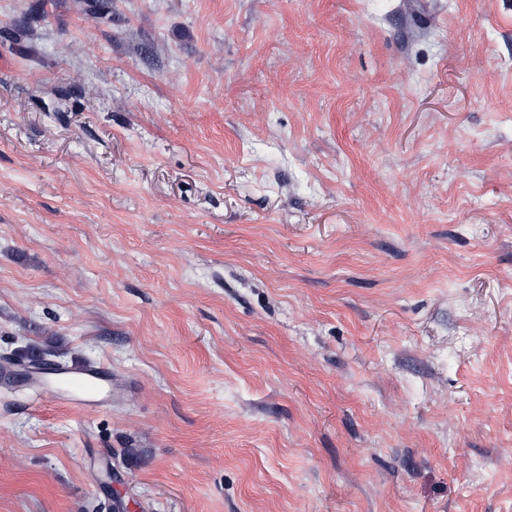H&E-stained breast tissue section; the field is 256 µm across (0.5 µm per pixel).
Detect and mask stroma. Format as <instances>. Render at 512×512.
Listing matches in <instances>:
<instances>
[{"label": "stroma", "mask_w": 512, "mask_h": 512, "mask_svg": "<svg viewBox=\"0 0 512 512\" xmlns=\"http://www.w3.org/2000/svg\"><path fill=\"white\" fill-rule=\"evenodd\" d=\"M0 512H512V0H0ZM112 377V370L104 364L81 365L70 369L64 378L65 389L79 397H95Z\"/></svg>", "instance_id": "stroma-1"}]
</instances>
